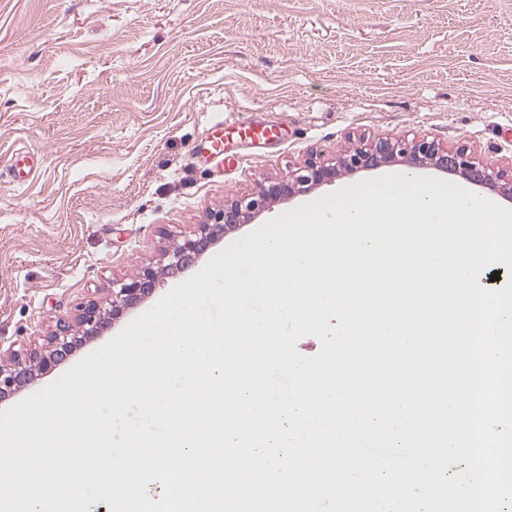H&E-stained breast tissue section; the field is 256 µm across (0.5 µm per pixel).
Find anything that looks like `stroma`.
I'll list each match as a JSON object with an SVG mask.
<instances>
[{
	"instance_id": "stroma-1",
	"label": "stroma",
	"mask_w": 512,
	"mask_h": 512,
	"mask_svg": "<svg viewBox=\"0 0 512 512\" xmlns=\"http://www.w3.org/2000/svg\"><path fill=\"white\" fill-rule=\"evenodd\" d=\"M277 123L279 140L223 169L209 128ZM464 146L512 176V0H0V346L43 351L82 306L153 267L155 291L0 401L55 382L192 269L164 252L225 200L292 179L311 154L364 140ZM38 158L13 180L11 154ZM394 162L342 174L220 233L216 250Z\"/></svg>"
}]
</instances>
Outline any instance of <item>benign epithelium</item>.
Returning <instances> with one entry per match:
<instances>
[{
	"label": "benign epithelium",
	"instance_id": "obj_1",
	"mask_svg": "<svg viewBox=\"0 0 512 512\" xmlns=\"http://www.w3.org/2000/svg\"><path fill=\"white\" fill-rule=\"evenodd\" d=\"M400 158L413 166L430 165L458 175L473 185L497 191L508 199L512 197V183L502 182L501 172L476 160L464 147L448 149L425 138L396 141L379 138L354 148L333 163L309 157L292 180H268L249 194L225 201L223 209L209 216V222L199 225L193 236L168 252L169 268L185 269L203 258L216 240L217 227L243 224L284 197L307 193L333 182L341 172L353 174L371 170ZM157 283V273L146 268L130 281L119 284L112 289V315L100 312L94 304L86 306L80 316L81 334L72 333L66 325L60 326L50 337L49 350L45 354L32 351L23 356L15 350L0 351V400L30 384L34 370L46 373L53 370L72 354L78 343L100 335L111 325V317L152 294Z\"/></svg>",
	"mask_w": 512,
	"mask_h": 512
}]
</instances>
